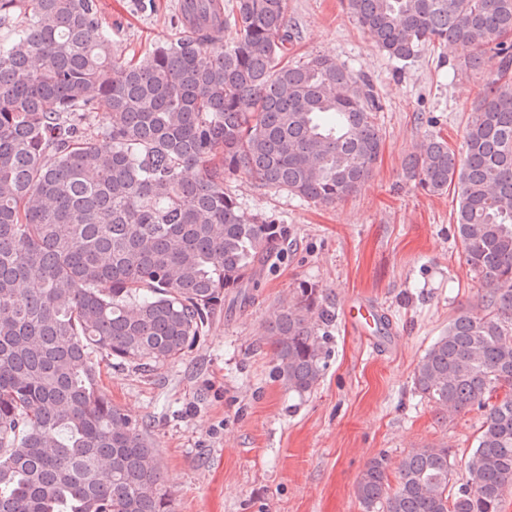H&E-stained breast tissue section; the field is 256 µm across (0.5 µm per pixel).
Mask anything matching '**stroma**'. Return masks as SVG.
I'll list each match as a JSON object with an SVG mask.
<instances>
[{"instance_id": "stroma-1", "label": "stroma", "mask_w": 512, "mask_h": 512, "mask_svg": "<svg viewBox=\"0 0 512 512\" xmlns=\"http://www.w3.org/2000/svg\"><path fill=\"white\" fill-rule=\"evenodd\" d=\"M178 0H99L103 26L123 58L176 36ZM293 56L335 57L372 79L382 102L383 151L348 199L315 205L240 178L226 187L248 212L287 230V258L260 276L252 302L218 313L179 360L143 375L94 355L113 401L148 426L174 512H363L354 493L371 459L398 462L412 448L445 445L463 472L479 410L443 419L413 388V370L480 284L461 256L456 198L426 195L405 164L418 140L441 134L460 148L489 69L460 70V51L425 49L391 60L350 17L343 0H288ZM318 289L335 318L326 369L303 398L275 379L265 320L300 283ZM362 298L386 331L362 336L346 323Z\"/></svg>"}]
</instances>
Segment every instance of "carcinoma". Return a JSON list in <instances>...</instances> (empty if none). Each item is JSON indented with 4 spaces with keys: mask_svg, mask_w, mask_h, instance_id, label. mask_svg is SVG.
Here are the masks:
<instances>
[{
    "mask_svg": "<svg viewBox=\"0 0 512 512\" xmlns=\"http://www.w3.org/2000/svg\"><path fill=\"white\" fill-rule=\"evenodd\" d=\"M346 7L391 59L450 42L463 67H495L463 151L427 135L407 162L426 194L457 193L462 256L482 284L413 384L444 417L483 411L476 445L457 479L449 448L410 449L393 490L376 457L355 495L364 512H500L512 486V0ZM178 10L186 34L120 61L97 0H0L12 33L0 41V512H172L143 422L101 389L90 354L148 374L284 259V228L243 210L224 180L329 204L382 152L369 77L327 56L288 62V0ZM332 319L306 284L270 315L289 395L319 385Z\"/></svg>",
    "mask_w": 512,
    "mask_h": 512,
    "instance_id": "carcinoma-1",
    "label": "carcinoma"
}]
</instances>
